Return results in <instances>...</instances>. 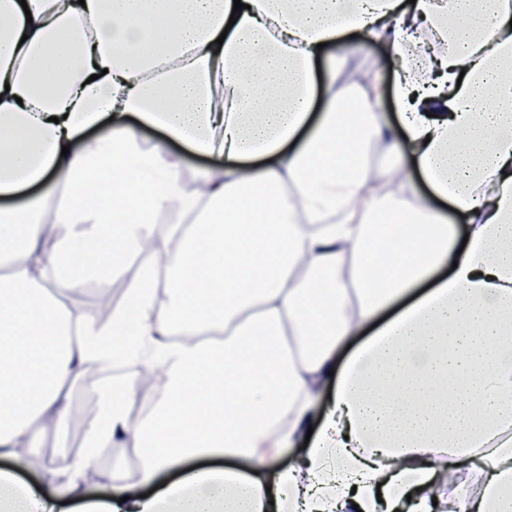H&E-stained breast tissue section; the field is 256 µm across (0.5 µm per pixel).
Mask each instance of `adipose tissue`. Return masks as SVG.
Listing matches in <instances>:
<instances>
[{"label": "adipose tissue", "mask_w": 512, "mask_h": 512, "mask_svg": "<svg viewBox=\"0 0 512 512\" xmlns=\"http://www.w3.org/2000/svg\"><path fill=\"white\" fill-rule=\"evenodd\" d=\"M244 2L0 0V197L63 195L0 207V512H54L17 474L86 364L130 350L164 387L135 424L130 382L99 391L65 493L124 439L140 465L85 512H512V0ZM351 34L392 87L337 68ZM170 138L224 163L193 187ZM374 144L411 164L371 172ZM156 235L111 324L75 317L97 255ZM214 457L248 467L191 466ZM462 462L474 493L443 479Z\"/></svg>", "instance_id": "1"}]
</instances>
